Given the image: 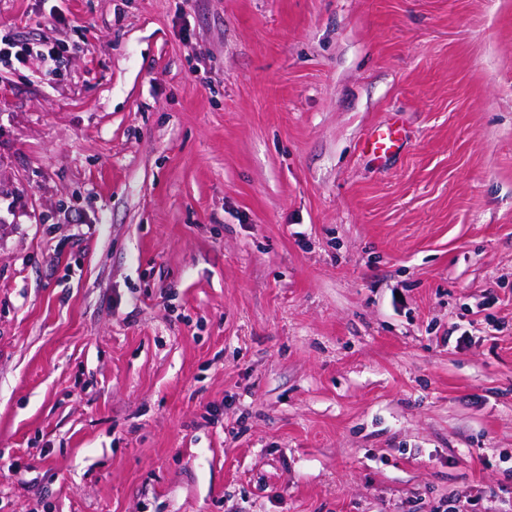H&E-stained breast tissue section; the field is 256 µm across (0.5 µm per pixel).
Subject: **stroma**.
Here are the masks:
<instances>
[{"mask_svg": "<svg viewBox=\"0 0 512 512\" xmlns=\"http://www.w3.org/2000/svg\"><path fill=\"white\" fill-rule=\"evenodd\" d=\"M0 38V512H512V0ZM3 43V48H2ZM4 58L5 61L17 63L18 65L24 66L27 61L34 57H40L45 64V71L47 73H55L60 64V51L59 46L41 44L38 46L30 45H18L16 43L0 40V58ZM404 137L403 129L396 123L378 126L365 135L363 150L374 159L387 160L402 150Z\"/></svg>", "mask_w": 512, "mask_h": 512, "instance_id": "stroma-1", "label": "stroma"}]
</instances>
